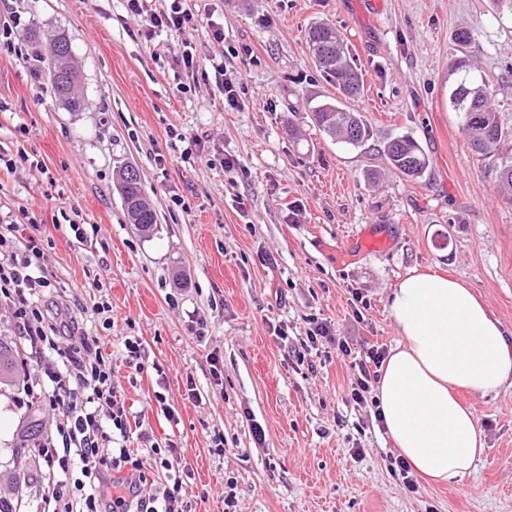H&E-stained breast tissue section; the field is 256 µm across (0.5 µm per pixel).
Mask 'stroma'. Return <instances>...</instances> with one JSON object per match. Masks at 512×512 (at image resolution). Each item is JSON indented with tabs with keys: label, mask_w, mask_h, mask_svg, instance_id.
I'll list each match as a JSON object with an SVG mask.
<instances>
[{
	"label": "stroma",
	"mask_w": 512,
	"mask_h": 512,
	"mask_svg": "<svg viewBox=\"0 0 512 512\" xmlns=\"http://www.w3.org/2000/svg\"><path fill=\"white\" fill-rule=\"evenodd\" d=\"M196 30L139 35L123 0H0L20 11L21 51L0 46V152L26 158L0 176V218L28 208L50 227L42 303L59 330L101 337L114 382L136 413L134 433L174 441L192 469L196 512H512V386L462 393L486 438L463 479L406 488L392 470L397 450L372 405L348 399L350 358L307 354L297 361L310 318L337 337L391 348L400 339L389 296L412 270L439 269L466 283L512 334V202L470 150L448 106L452 70L468 58L486 78L512 127V12L497 0H187ZM326 21L347 38L364 91L354 107L373 137L354 149L331 141L310 102L333 94L306 46ZM224 31V69L241 109L214 86L197 87L174 58L214 48ZM467 28L468 45L454 33ZM71 41L86 105L58 103L37 34ZM187 84L179 92L178 84ZM178 129L179 138L169 136ZM409 135L426 150L428 175L384 170L380 141ZM202 157H186V141ZM238 168H224L225 157ZM141 175L157 224H129L115 187L118 166ZM383 170L379 184L369 174ZM98 228L80 242L67 219ZM387 237L381 250L343 254L361 229ZM367 303L354 316L353 294ZM112 305V325L94 313ZM201 333H194L195 323ZM287 329V339L273 332ZM139 337L142 371L125 361ZM223 383L210 375V355ZM194 380L198 398L185 397ZM175 407L168 421L156 404ZM0 388V497L35 512L44 492L34 444L58 417ZM264 440H256L254 426ZM224 438L223 454L211 448ZM361 449L352 458L353 449ZM28 477L23 493L18 478Z\"/></svg>",
	"instance_id": "1"
}]
</instances>
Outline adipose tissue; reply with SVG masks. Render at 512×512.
<instances>
[{
  "mask_svg": "<svg viewBox=\"0 0 512 512\" xmlns=\"http://www.w3.org/2000/svg\"><path fill=\"white\" fill-rule=\"evenodd\" d=\"M389 303L400 339L376 386L385 433L421 477L463 478L485 440L472 408L454 392L512 385V337L470 288L434 271H411Z\"/></svg>",
  "mask_w": 512,
  "mask_h": 512,
  "instance_id": "adipose-tissue-1",
  "label": "adipose tissue"
}]
</instances>
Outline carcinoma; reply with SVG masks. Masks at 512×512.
I'll return each instance as SVG.
<instances>
[{
    "mask_svg": "<svg viewBox=\"0 0 512 512\" xmlns=\"http://www.w3.org/2000/svg\"><path fill=\"white\" fill-rule=\"evenodd\" d=\"M50 44L48 74L55 96L64 107L76 112L84 98L77 89L71 42L61 33L52 36ZM306 44L317 67L342 96L340 100L330 97L312 107L315 125L336 143L354 148L364 146L372 138V131L362 113L346 105L347 101L359 98L363 90L362 77L347 41L335 26L319 22L309 28ZM455 71L458 77L449 95L452 109L461 116L470 149L484 160L495 161L498 192L511 200L512 128L503 126L493 93L483 78L474 74L471 65L462 60ZM380 152L389 168L410 179H421L428 172L429 157L411 136L386 139ZM116 180L129 223L143 232L154 230L156 212L144 198L138 171L127 165L118 171ZM17 366V351L0 339V385L15 382Z\"/></svg>",
    "mask_w": 512,
    "mask_h": 512,
    "instance_id": "carcinoma-1",
    "label": "carcinoma"
}]
</instances>
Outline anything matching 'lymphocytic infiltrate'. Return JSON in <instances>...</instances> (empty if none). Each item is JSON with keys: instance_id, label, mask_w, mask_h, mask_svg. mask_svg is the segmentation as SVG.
Segmentation results:
<instances>
[{"instance_id": "1", "label": "lymphocytic infiltrate", "mask_w": 512, "mask_h": 512, "mask_svg": "<svg viewBox=\"0 0 512 512\" xmlns=\"http://www.w3.org/2000/svg\"><path fill=\"white\" fill-rule=\"evenodd\" d=\"M128 14L139 19L140 32L152 38L158 30L194 27V13L172 0L169 9L156 11L148 0H125ZM179 66L192 80L215 83L230 108H238V92L223 65L206 66L192 52H182ZM36 216L27 224H0V302L10 309L24 341L27 362L42 367L40 376L23 386L26 398L61 415L62 421L37 448L45 485L36 512H193L185 481L189 469L174 443L151 444L147 456L128 450L129 413L113 382L112 356L95 336H80L66 349L55 342L56 328L45 317L41 295L51 282L44 268L46 246L39 237ZM311 346L336 345L352 358L355 373L348 397L363 405L386 357L379 346L357 350L336 339L327 321H314L307 332ZM166 472V483L147 489L145 473ZM129 478H122V471Z\"/></svg>"}]
</instances>
